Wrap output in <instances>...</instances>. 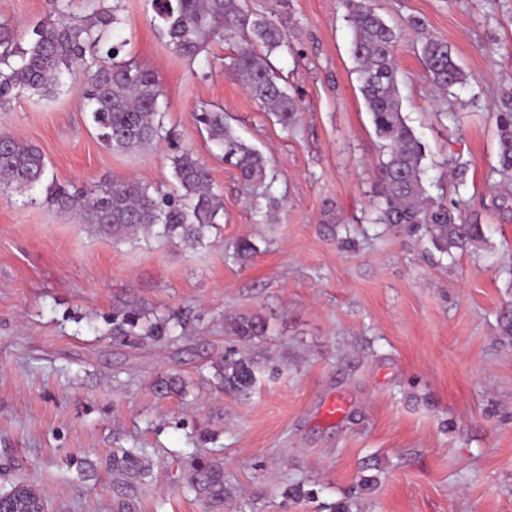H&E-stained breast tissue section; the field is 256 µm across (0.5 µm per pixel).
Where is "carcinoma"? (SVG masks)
I'll use <instances>...</instances> for the list:
<instances>
[{"label": "carcinoma", "mask_w": 512, "mask_h": 512, "mask_svg": "<svg viewBox=\"0 0 512 512\" xmlns=\"http://www.w3.org/2000/svg\"><path fill=\"white\" fill-rule=\"evenodd\" d=\"M159 18V33L166 44L189 60L215 40L233 38L236 50L228 69L243 82L250 96L284 127L299 120L294 96L280 86V76L270 65L272 52L286 46V35L265 16L252 13L243 0H148ZM346 20L353 31L352 54L356 61L359 90L365 101L383 159L376 182L374 223L410 234L424 233L442 254L475 247L485 239L478 214L461 202L447 203L432 196L423 179L425 147L408 126L401 111L397 82L396 50L403 30L388 24L370 0H342ZM73 0H56V18L30 30L22 45L16 25L0 18V111L10 109L17 98L37 96L55 99L75 82L84 87L83 111L98 138L115 152L147 149L162 137L164 90L154 71L123 54L125 43L112 33L118 17L107 0H80L82 13H71ZM421 57L434 89L444 95L465 82L448 44L427 39ZM197 125L224 150L244 182L262 185L266 161L252 146L237 137L224 122L220 108L194 113ZM498 155L495 172L501 204L512 197V112L495 115ZM173 175L186 202L135 181L112 180L79 191L49 184L44 201L69 211L80 224H91L114 239L162 226L163 234L194 247L202 244L223 208L209 170L189 149L170 157ZM46 172L40 149L10 133H0V188L31 189L42 183ZM190 327L186 316L143 321L136 310L119 311L112 320V335L133 336L160 342ZM227 333L249 342L267 332L258 315L224 317ZM224 389L242 392L256 381L258 368L230 349L214 366ZM152 464L138 448L112 455V475L129 487L147 477ZM185 487L208 503L219 505L228 495L224 466L215 459L197 457L184 473Z\"/></svg>", "instance_id": "cac0c4a2"}]
</instances>
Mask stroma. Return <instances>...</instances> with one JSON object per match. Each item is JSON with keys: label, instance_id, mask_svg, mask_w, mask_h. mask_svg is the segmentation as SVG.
Returning <instances> with one entry per match:
<instances>
[{"label": "stroma", "instance_id": "stroma-1", "mask_svg": "<svg viewBox=\"0 0 512 512\" xmlns=\"http://www.w3.org/2000/svg\"><path fill=\"white\" fill-rule=\"evenodd\" d=\"M115 40L158 76L169 138L105 148L73 84L56 100L22 97L0 132L38 146L45 177L69 189L114 178L170 191L174 146L207 166L224 206L202 245L158 233L116 240L44 202L43 187L0 192V492L24 482L50 512H213L182 487L190 456L224 466L223 512H322L376 480L353 512H512V207L499 204L494 113L512 112V0H373L390 24L423 23L397 51L407 124L426 146L432 195L469 200L485 243L439 253L429 238L369 223L381 143L359 90L341 0H248L288 37L270 57L298 100L286 130L224 71L232 42L189 61L167 46L145 0H112ZM53 0H0L27 30ZM452 48L467 75L434 97L420 46ZM216 105L269 161L266 219L193 113ZM464 113L451 133V113ZM466 179L449 177L452 158ZM254 253L235 254L239 239ZM188 314L194 330L133 343L112 313ZM258 314L266 335L241 345L261 371L243 394L213 366L224 317ZM184 392H156L164 375ZM343 411L331 417L330 402ZM139 448L151 474L117 486L105 463ZM314 499L291 500L290 486Z\"/></svg>", "mask_w": 512, "mask_h": 512}]
</instances>
